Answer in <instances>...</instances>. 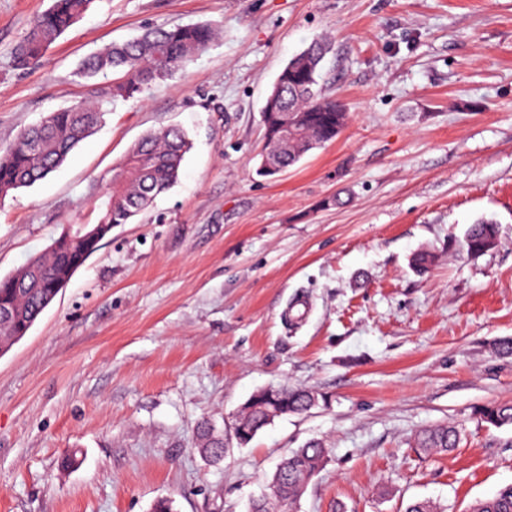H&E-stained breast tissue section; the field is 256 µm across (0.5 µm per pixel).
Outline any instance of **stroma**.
I'll list each match as a JSON object with an SVG mask.
<instances>
[{
    "instance_id": "35a3bbf8",
    "label": "stroma",
    "mask_w": 512,
    "mask_h": 512,
    "mask_svg": "<svg viewBox=\"0 0 512 512\" xmlns=\"http://www.w3.org/2000/svg\"><path fill=\"white\" fill-rule=\"evenodd\" d=\"M51 0H0V147L91 99L81 61L148 27L217 37L182 73L108 100L60 168L0 197V276L69 224H95L113 168L160 128L191 142L177 182L120 224L27 336L0 356V512H247L281 457L312 439L330 460L298 512H447L512 483V427L475 408L512 403V0H94L43 53L15 51ZM331 39L319 86L341 102L336 140L258 175L262 109L280 71ZM480 220L481 256L449 250ZM429 251L425 271L413 255ZM306 301L301 324L287 322ZM323 402L276 419L222 461L255 392ZM462 425L453 451L420 430ZM77 462L65 466L69 456ZM197 434L199 453L213 462L219 461L224 456V449L227 447L224 435L217 432L209 423L201 424ZM460 439L461 430L458 425L445 424L419 432L412 447L428 455L445 454L457 448Z\"/></svg>"
}]
</instances>
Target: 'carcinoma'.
Segmentation results:
<instances>
[{
  "label": "carcinoma",
  "instance_id": "obj_1",
  "mask_svg": "<svg viewBox=\"0 0 512 512\" xmlns=\"http://www.w3.org/2000/svg\"><path fill=\"white\" fill-rule=\"evenodd\" d=\"M94 0H51L36 16L26 39L16 49L17 64H35L44 50L73 26ZM214 30L202 24L151 29L131 40L105 46L81 64L84 78L107 71L121 73L119 80L96 102H82L50 113L39 124L25 130L18 140L0 154V196L34 185L54 172L68 155L100 123L105 99L135 98L149 85L172 78L214 40ZM325 41L312 42L293 57L277 77L263 107L266 154L260 174L274 175L294 164L314 148L333 141L347 120L344 106L318 89L320 64L327 53ZM297 119L296 132L283 138V113ZM189 149L185 133L167 127L143 137L129 151L124 162L112 170V196L93 240H70L63 246H50L12 273L0 277V350L6 351L26 336L33 324L59 293L60 281L69 280L95 253L100 243L118 224H125L178 180L184 156ZM498 241L497 226L478 221L465 232L460 247L471 256L491 251ZM283 414H299L318 402V394L286 386L275 395ZM272 404L258 398L240 411L236 425L247 440L262 429ZM480 420L497 428L512 426V404H492L477 410ZM461 430L454 424L424 429L416 435L413 447L428 455L445 454L458 447ZM197 450L213 462L224 456V435L210 424L198 428ZM323 443L309 441L292 451L277 468L284 482L274 494L263 493L252 499L249 512H296L300 492L327 461ZM406 512H445L430 499L409 504ZM470 512H512V484L492 497L476 501Z\"/></svg>",
  "mask_w": 512,
  "mask_h": 512
}]
</instances>
